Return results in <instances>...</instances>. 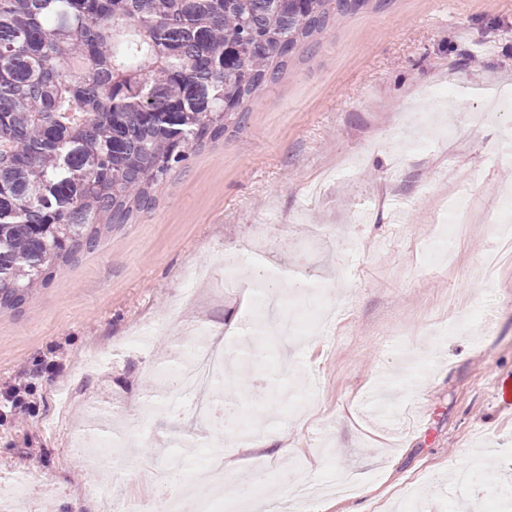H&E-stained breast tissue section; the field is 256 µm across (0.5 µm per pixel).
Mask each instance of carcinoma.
<instances>
[{
	"label": "carcinoma",
	"instance_id": "1",
	"mask_svg": "<svg viewBox=\"0 0 512 512\" xmlns=\"http://www.w3.org/2000/svg\"><path fill=\"white\" fill-rule=\"evenodd\" d=\"M369 0H0V309L154 205Z\"/></svg>",
	"mask_w": 512,
	"mask_h": 512
}]
</instances>
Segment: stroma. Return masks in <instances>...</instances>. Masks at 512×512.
<instances>
[{
    "label": "stroma",
    "mask_w": 512,
    "mask_h": 512,
    "mask_svg": "<svg viewBox=\"0 0 512 512\" xmlns=\"http://www.w3.org/2000/svg\"><path fill=\"white\" fill-rule=\"evenodd\" d=\"M426 85L447 86L452 105L445 133L414 153L400 141L431 107ZM508 86L512 0H369L316 36L241 124L171 172L152 209L0 310V392L31 386L36 406L27 425L0 424V480L36 476L33 512L48 490L57 512H105L90 487L109 472L73 455L98 432L135 438L113 466L130 501L153 495L176 437L153 372L200 321L224 342L232 402L278 387L239 417L262 444L209 461L224 470L221 512H245L238 487L256 471L267 512L298 495L304 512H489L512 487V408L495 398L512 376V258L490 279L482 267L496 244L487 211L512 188V163H491L512 150V112L487 111L486 96ZM460 186L472 215L450 242L455 263L423 261ZM194 266L210 276L175 308ZM256 278L283 293L326 286L334 329L301 343L267 335L268 362L253 367L241 353ZM144 331L148 348L123 351Z\"/></svg>",
    "instance_id": "obj_1"
}]
</instances>
